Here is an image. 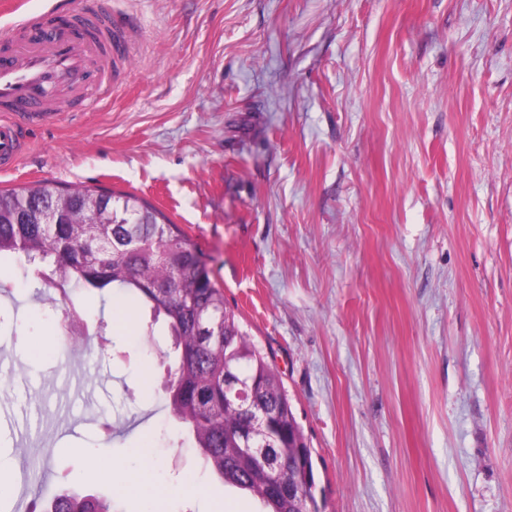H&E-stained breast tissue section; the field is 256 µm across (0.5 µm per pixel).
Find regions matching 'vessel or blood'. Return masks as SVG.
<instances>
[{"label":"vessel or blood","mask_w":512,"mask_h":512,"mask_svg":"<svg viewBox=\"0 0 512 512\" xmlns=\"http://www.w3.org/2000/svg\"><path fill=\"white\" fill-rule=\"evenodd\" d=\"M79 12L58 23L43 11L0 39V165L20 157L23 125L92 110L87 90L111 92L124 74L130 29L101 0H84Z\"/></svg>","instance_id":"vessel-or-blood-1"}]
</instances>
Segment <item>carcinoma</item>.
<instances>
[{
  "label": "carcinoma",
  "mask_w": 512,
  "mask_h": 512,
  "mask_svg": "<svg viewBox=\"0 0 512 512\" xmlns=\"http://www.w3.org/2000/svg\"><path fill=\"white\" fill-rule=\"evenodd\" d=\"M57 224L47 230L44 212ZM14 256L71 305L75 290L112 285L163 321L177 358L163 383L169 412L188 428L204 467L248 493L260 512H319L314 450L270 356L227 306L198 245L133 193L104 194L53 182L0 190V258ZM55 512H112V500L75 489Z\"/></svg>",
  "instance_id": "obj_1"
}]
</instances>
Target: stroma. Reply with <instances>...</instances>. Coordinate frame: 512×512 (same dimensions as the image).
Returning <instances> with one entry per match:
<instances>
[{
  "label": "stroma",
  "mask_w": 512,
  "mask_h": 512,
  "mask_svg": "<svg viewBox=\"0 0 512 512\" xmlns=\"http://www.w3.org/2000/svg\"><path fill=\"white\" fill-rule=\"evenodd\" d=\"M137 28L109 100L25 127L0 189L132 192L200 247L316 452L322 512H512V0H104ZM0 260V512L248 496L161 388L163 328L64 307ZM54 506L57 512H112V500L102 502L93 495L81 494L75 489H65L55 494L47 503L46 510Z\"/></svg>",
  "instance_id": "35a3bbf8"
}]
</instances>
